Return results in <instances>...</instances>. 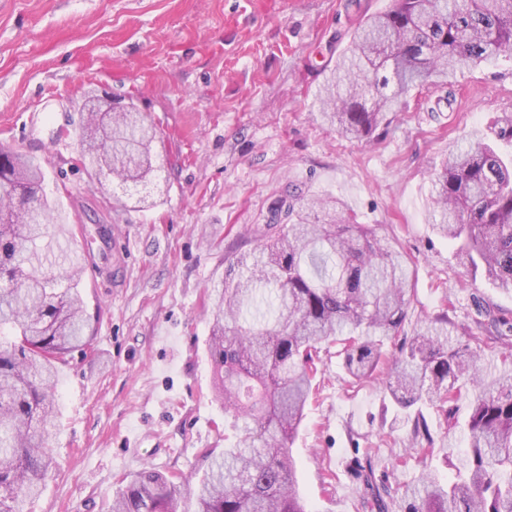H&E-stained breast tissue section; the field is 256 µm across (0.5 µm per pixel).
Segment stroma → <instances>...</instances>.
<instances>
[{
    "instance_id": "35a3bbf8",
    "label": "stroma",
    "mask_w": 512,
    "mask_h": 512,
    "mask_svg": "<svg viewBox=\"0 0 512 512\" xmlns=\"http://www.w3.org/2000/svg\"><path fill=\"white\" fill-rule=\"evenodd\" d=\"M346 0H0V147L34 156L56 201L53 246L90 262L82 297L93 344L58 374L43 431L55 467L31 512H110L124 477L203 473L224 446L212 393L209 293L258 245L256 225L289 192L339 199L409 260L406 337L447 313L454 337L483 340L512 367V293L466 271L430 221L433 178L472 137L512 155V52L455 78L456 100L411 92L370 142L320 117L319 92L361 13ZM132 102L163 132L170 164L149 192L114 193L80 166L87 92ZM121 247L111 252L110 237ZM321 391L292 444L310 512H357L375 481L399 488L422 466L409 413L382 385L351 386L321 353Z\"/></svg>"
}]
</instances>
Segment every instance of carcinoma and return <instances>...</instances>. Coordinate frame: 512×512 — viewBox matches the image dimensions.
<instances>
[{"label":"carcinoma","mask_w":512,"mask_h":512,"mask_svg":"<svg viewBox=\"0 0 512 512\" xmlns=\"http://www.w3.org/2000/svg\"><path fill=\"white\" fill-rule=\"evenodd\" d=\"M512 51V0H393L355 29L320 91L321 117L341 133L367 140L390 112L407 107L415 88L432 85L451 100L457 74ZM104 117L89 113L79 126V162L90 175L112 164V182L125 193L163 169L152 152L157 134L127 112L112 115L103 142L88 131ZM40 163L0 149V512H29L52 471L42 430L57 410L59 368L91 346L81 294L82 270L32 276V251L53 223L56 205L43 195ZM433 221L457 245L462 264L483 269L512 291V161L483 139L448 153L434 179ZM308 198L269 210L265 243L232 262L213 289L209 356L215 391L224 399V450L208 448L196 484L177 473L144 469L125 480L112 512H307L290 444L318 389L315 360L332 346L352 383L387 371L398 405L428 406L462 427L467 448L456 477L428 472L397 499L365 482L368 512H512V372L483 375V354L457 346L448 314L425 322L387 356L399 335L411 294L408 258L356 224ZM471 395L459 419L454 406ZM425 461L442 449L422 413L412 425Z\"/></svg>","instance_id":"obj_1"}]
</instances>
